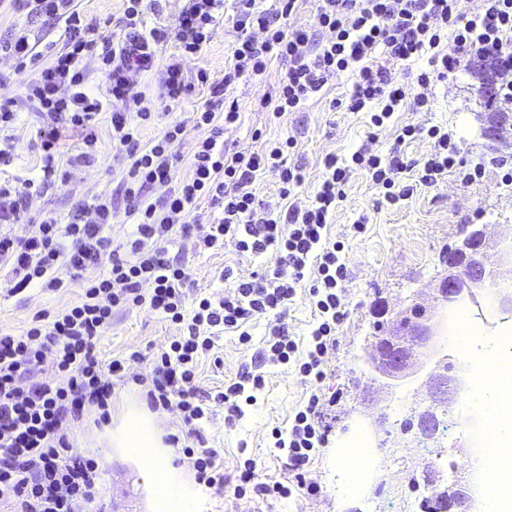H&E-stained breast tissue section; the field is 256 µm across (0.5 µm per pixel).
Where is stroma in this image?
Listing matches in <instances>:
<instances>
[{"label": "stroma", "instance_id": "obj_1", "mask_svg": "<svg viewBox=\"0 0 512 512\" xmlns=\"http://www.w3.org/2000/svg\"><path fill=\"white\" fill-rule=\"evenodd\" d=\"M233 41L231 23L218 27L198 59L188 63L189 74L203 69L211 79H222L232 59ZM280 71V64H272L265 76L240 80L228 90V98L238 100L241 106V121L226 131L225 137L245 153L261 149L266 141L293 137V160L302 166L305 175L304 184L296 191L298 205L310 203L324 175L322 160L326 155L347 159L362 147L384 157L397 152L408 160L429 154L434 143L427 137L406 144L398 142L401 127L411 124L447 129L451 144L466 164L483 161L487 168L474 183L462 182L452 172L438 186L416 187L412 196L397 207L386 205L379 189L363 174H351L345 198L337 202L328 226L331 240L344 246L342 256L349 270L345 284L348 314L336 332L334 350L322 365L326 374L319 389L326 400L323 422L331 427L332 434L327 444L316 449L306 467L307 481L319 488L317 495L296 489L288 498L265 501L250 493L235 495L229 488L202 491L184 453L176 454L173 465L186 487L199 490L200 512H425L424 500L449 490L456 480L475 477L485 458L478 450L473 425L456 421L449 414L444 415L445 428L435 438L421 437L414 421L429 405L422 377L401 382L386 404L388 417L409 421L411 427L388 428V443L377 451L367 496L354 494L342 484L338 450L345 436L359 427L361 401L372 390L371 375L362 356L374 334L376 303L386 301L395 313L417 299H431L441 272L440 258L460 241L468 225H486L494 236L499 235L501 225H512V183L503 182L502 170L488 163L494 156L512 157V129L504 131L495 143L482 138L481 128L491 109L479 93L480 79L474 65L425 87L428 111L417 112L411 105H404L385 127L374 132L368 128L366 113L332 106L333 100L350 94L353 79L348 75L330 81L298 111L279 122L269 121L258 99L273 90ZM36 130L33 115L19 114L12 131L17 149L12 162L0 166V179L22 180L33 175L38 164V152L33 147ZM97 150L94 167L78 170L62 187L33 198L32 211L48 208L65 222L77 201L118 195L119 165L113 158L110 115L106 112L98 120ZM358 221L364 224L359 234L353 230ZM169 255L188 269L192 291L217 298L233 289L236 280L250 278L267 262L263 256L238 254L230 245L219 250L201 249L194 235L178 239ZM228 267L233 270L229 277L224 274ZM80 294L77 287L49 292L31 286L16 292L0 271V334H22L35 315L54 314L77 302ZM280 317L298 345L297 358H304L317 316L308 288L302 287L281 316L270 315L250 325V343H241L237 334L220 330L213 349L199 360L198 394L209 408L201 431L207 447L218 452L230 479L248 459L256 461L261 477L284 482L293 476L287 459L273 447L272 432L287 430L314 388L301 377L295 363L281 366L261 361L264 338ZM181 333L180 325L146 310L117 311L111 327L97 341L103 363L115 359L126 363L128 376L115 384V393L145 404L144 379L150 373L154 354ZM247 374L263 375L265 385L257 394L256 404L246 407L244 417L235 425H227L224 406L216 396L225 384ZM104 427L98 410L89 407L71 431L74 450L97 459L102 469L101 494L97 498L100 512H154L147 476L122 449L107 447L100 438Z\"/></svg>", "mask_w": 512, "mask_h": 512}]
</instances>
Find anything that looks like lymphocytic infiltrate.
<instances>
[{"instance_id":"obj_1","label":"lymphocytic infiltrate","mask_w":512,"mask_h":512,"mask_svg":"<svg viewBox=\"0 0 512 512\" xmlns=\"http://www.w3.org/2000/svg\"><path fill=\"white\" fill-rule=\"evenodd\" d=\"M10 7L30 16L44 15L62 29L59 42H44L19 28L0 42V57L14 63V72L26 75L20 100L0 103V163L9 162L15 146L7 130L16 104L37 112L41 174L25 189L0 181V270L9 272L15 289L37 284L51 291L80 285V301L54 315H39L19 336L0 334V506L6 512H72L75 499L92 500L101 481L98 463L74 453L70 430L89 406L107 410L112 385L103 372L123 378L125 364H102L96 341L120 309L144 307L163 319L182 325L183 334L153 358L146 392L152 408H178L190 436L207 410L197 396L200 353L211 349L212 331L221 327L249 341L252 320L284 311L305 279L308 268L317 277L309 292L315 300L319 323L313 330L302 376L322 383L321 359L336 344V327L347 315L344 284L348 270L342 248L327 236L328 219L352 172L359 171L386 201L408 199L413 187L396 183L395 172L417 171L418 184L433 187L457 166L456 152L440 126L428 129L408 125L401 138L427 134L437 150L421 167L399 157L382 158L361 149L350 163L329 155L323 160L326 175L306 207L289 197L304 182L303 169L291 163L295 143L283 137L266 143L261 151L244 154L224 141L225 130L240 118L238 101H226L225 91L243 77L263 76L272 63L283 65L274 91L259 100L270 116L282 119L300 107L329 81L349 73L353 90L344 103L349 112L369 111L372 126L389 121L405 101L415 109L427 108L414 86L447 78L463 63L478 58L500 63L503 75L498 96L512 101V0H483L478 18L464 19L457 0H315L316 20L327 36L314 40L310 30L292 27L288 19L298 0H275L264 9L260 0H233L236 40L232 62L221 81L198 71L197 82L208 85L211 99L192 115L191 123H162L158 104H179L192 88L185 62L197 57L224 21V0H188L171 28L144 29L143 17L151 0H123L117 31L105 33L78 9L75 0H8ZM175 41L176 54L165 65L157 96L134 93L130 73L154 70L159 50ZM429 55V68L414 81H403L392 63ZM94 57L105 79V90L91 92L85 57ZM109 112L115 157L120 165L121 200L99 196L81 202L69 223L53 211L32 213L30 199L62 186L74 167L94 166L97 124ZM209 127L197 142L190 172L179 176L176 147L187 125ZM156 128L151 139L143 132ZM81 138L77 154L65 156L64 142ZM279 178L281 205L270 208L259 200L256 183L265 173ZM165 186L155 194L156 186ZM220 210L201 238L205 248L233 244L240 253L270 256L264 272L238 281L224 297H196L187 302L190 286L184 265L171 262L167 244L194 228L192 215L201 202ZM123 206L133 229L119 244L104 230L116 206ZM33 225V232L17 236L14 225ZM102 265L106 274L86 282L83 271ZM53 356L56 377L33 383L30 374L46 356ZM262 375H248L225 387L220 398L225 420L235 423L244 405L262 390ZM330 433L321 423L320 396L311 393L288 431H274V446L286 453L296 481L314 448Z\"/></svg>"}]
</instances>
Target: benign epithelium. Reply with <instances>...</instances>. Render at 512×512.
<instances>
[{"label":"benign epithelium","instance_id":"7a95c632","mask_svg":"<svg viewBox=\"0 0 512 512\" xmlns=\"http://www.w3.org/2000/svg\"><path fill=\"white\" fill-rule=\"evenodd\" d=\"M511 125L512 119L509 117L495 126L488 121L482 128V136L488 141H497L502 131ZM489 248V238L485 227L481 226L473 229L459 247L448 252L444 260L447 271L439 280L435 301L453 303L465 292L471 297L473 289L496 282V278L492 277L495 267H512V252L503 249L498 251L497 266H492L488 261ZM386 315L385 305L375 306L378 336L372 337L365 349L364 361L374 373L379 386L389 390L395 383L420 373L423 363L419 361L417 350L430 352L435 349L437 326L432 322L427 307L421 303L414 304L393 320L386 318ZM470 378V367L462 365L450 369L448 363L438 360L427 373L424 385L430 390L434 405L446 408L467 391ZM473 502L469 486L458 483L450 506L460 512H474Z\"/></svg>","mask_w":512,"mask_h":512}]
</instances>
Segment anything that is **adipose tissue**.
Returning <instances> with one entry per match:
<instances>
[{"instance_id": "ef3b65f1", "label": "adipose tissue", "mask_w": 512, "mask_h": 512, "mask_svg": "<svg viewBox=\"0 0 512 512\" xmlns=\"http://www.w3.org/2000/svg\"><path fill=\"white\" fill-rule=\"evenodd\" d=\"M511 387L509 376L488 386L483 396L481 413L488 422L485 438L495 442L497 458L480 478L481 512H512V446L502 442L503 437H512V417L502 413L496 399L498 389ZM162 435L155 415L127 404L121 407L117 424L106 431L104 438L108 446L123 449L128 458L146 470L154 498L163 512H193L176 479L174 451L164 446Z\"/></svg>"}]
</instances>
